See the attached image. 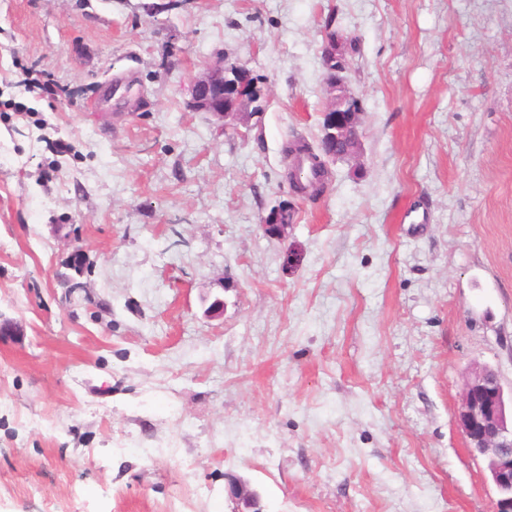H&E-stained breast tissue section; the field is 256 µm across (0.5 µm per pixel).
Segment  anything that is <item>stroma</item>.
Returning <instances> with one entry per match:
<instances>
[{"instance_id": "obj_1", "label": "stroma", "mask_w": 512, "mask_h": 512, "mask_svg": "<svg viewBox=\"0 0 512 512\" xmlns=\"http://www.w3.org/2000/svg\"><path fill=\"white\" fill-rule=\"evenodd\" d=\"M331 31L361 147L310 197ZM220 54L236 131L189 105ZM0 318V512H493L457 408L512 387V0H0ZM221 55L208 65L191 82L189 104L193 110L210 112L223 121L234 115H249L254 103V91L260 90L252 83L250 71ZM231 91L235 95L234 107L224 109V96ZM288 203H282L277 208L272 209L261 220V227L265 235L277 239H285L288 236L289 225L294 222V211L283 209ZM282 211V219L286 224H281L280 215ZM227 480L229 497L246 509L232 512H264L260 507L258 495L249 490L244 482L237 477H229Z\"/></svg>"}]
</instances>
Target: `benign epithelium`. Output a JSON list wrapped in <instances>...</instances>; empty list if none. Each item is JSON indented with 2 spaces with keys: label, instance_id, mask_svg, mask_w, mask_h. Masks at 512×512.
Listing matches in <instances>:
<instances>
[{
  "label": "benign epithelium",
  "instance_id": "7a95c632",
  "mask_svg": "<svg viewBox=\"0 0 512 512\" xmlns=\"http://www.w3.org/2000/svg\"><path fill=\"white\" fill-rule=\"evenodd\" d=\"M250 71L243 65L220 56L191 82L190 107L210 112L226 119L245 115L253 104L254 91ZM358 113L351 121H343L328 105L321 137L324 156L337 158L336 143L357 132ZM280 204L262 217L265 235L277 239L288 236L289 225L280 221ZM458 426L472 452L486 458L490 479L499 498L494 512H512V396L506 397L505 387L497 371L489 366H477L465 383ZM229 497L244 506L236 512H263L258 495L237 477L228 478Z\"/></svg>",
  "mask_w": 512,
  "mask_h": 512
}]
</instances>
